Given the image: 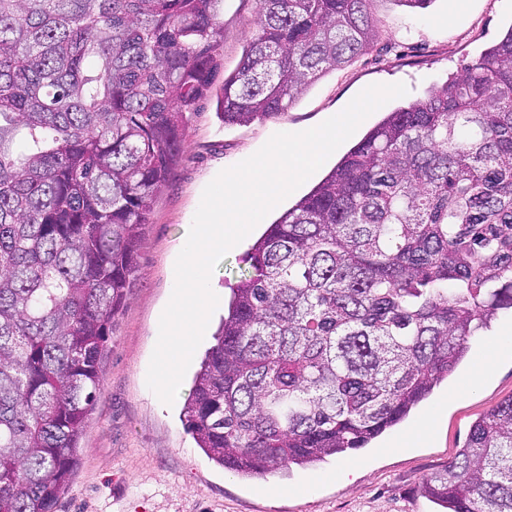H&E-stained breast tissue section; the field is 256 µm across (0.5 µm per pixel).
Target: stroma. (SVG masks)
<instances>
[{
	"label": "stroma",
	"mask_w": 512,
	"mask_h": 512,
	"mask_svg": "<svg viewBox=\"0 0 512 512\" xmlns=\"http://www.w3.org/2000/svg\"><path fill=\"white\" fill-rule=\"evenodd\" d=\"M376 49L323 74L281 115L247 125H225L217 97L255 36L259 0H224L217 15L222 66L212 87L189 115L181 157L157 196L139 242L138 271L118 314L104 362L102 395L80 440L78 464L57 512H439L420 487L454 459L472 423L512 398V347L503 334L512 313L471 342L467 361L404 423L388 431L378 449L357 453L351 470L331 457L317 468H292L265 481L239 477L209 459L181 421L198 361L214 343L223 308L197 347L172 405L146 384L161 311L171 295L178 247L217 174L254 154L278 132L315 127L339 113L372 84L404 83L405 96L386 103L359 126L366 133L393 110L423 97L473 63L512 27V0H434L428 8L373 0ZM489 361L478 385L458 393L461 378ZM426 439H416L421 427Z\"/></svg>",
	"instance_id": "1"
}]
</instances>
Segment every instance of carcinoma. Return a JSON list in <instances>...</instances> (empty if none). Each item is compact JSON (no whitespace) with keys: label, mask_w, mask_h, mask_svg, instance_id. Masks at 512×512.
I'll return each mask as SVG.
<instances>
[{"label":"carcinoma","mask_w":512,"mask_h":512,"mask_svg":"<svg viewBox=\"0 0 512 512\" xmlns=\"http://www.w3.org/2000/svg\"><path fill=\"white\" fill-rule=\"evenodd\" d=\"M223 0H0V512H53L138 243L220 68ZM224 124L371 52L372 0H260ZM512 309V28L387 113L252 245L184 425L249 478L368 447ZM426 497L512 512V398Z\"/></svg>","instance_id":"cac0c4a2"}]
</instances>
